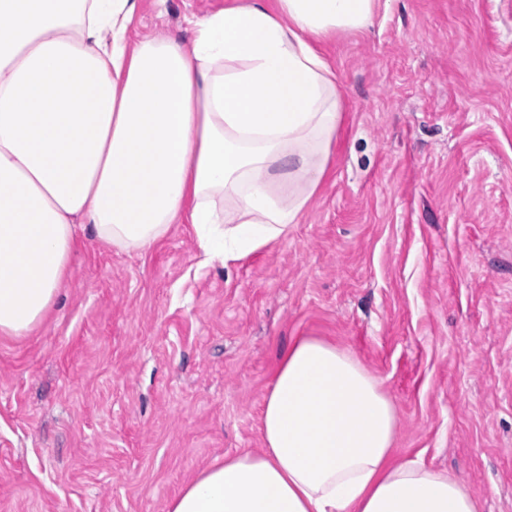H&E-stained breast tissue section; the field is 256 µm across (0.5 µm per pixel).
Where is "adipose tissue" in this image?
<instances>
[{
  "mask_svg": "<svg viewBox=\"0 0 512 512\" xmlns=\"http://www.w3.org/2000/svg\"><path fill=\"white\" fill-rule=\"evenodd\" d=\"M137 0H0V334L60 295L78 229L147 252L188 219L205 262L287 236L321 185L342 112L315 48L377 0H239L190 40L128 47ZM397 413L352 353L297 338L263 446L201 471L169 512H478L444 470L392 460Z\"/></svg>",
  "mask_w": 512,
  "mask_h": 512,
  "instance_id": "obj_1",
  "label": "adipose tissue"
}]
</instances>
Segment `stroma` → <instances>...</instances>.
<instances>
[{
  "instance_id": "35a3bbf8",
  "label": "stroma",
  "mask_w": 512,
  "mask_h": 512,
  "mask_svg": "<svg viewBox=\"0 0 512 512\" xmlns=\"http://www.w3.org/2000/svg\"><path fill=\"white\" fill-rule=\"evenodd\" d=\"M234 3L139 0L129 41ZM321 50L342 116L286 237L204 266L188 224L142 254L83 233L42 323L0 335V512H168L260 448L300 336L381 379L395 461L512 512V0H389Z\"/></svg>"
}]
</instances>
